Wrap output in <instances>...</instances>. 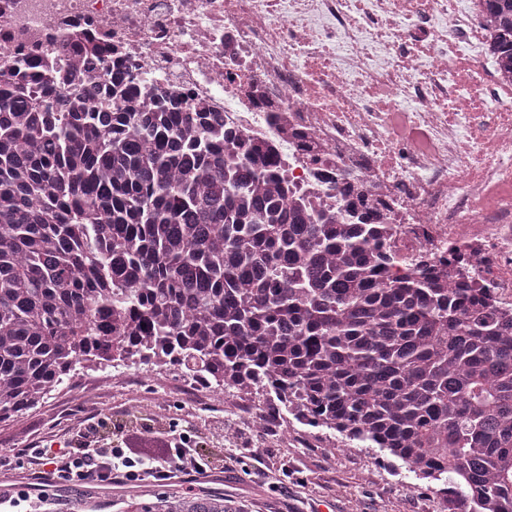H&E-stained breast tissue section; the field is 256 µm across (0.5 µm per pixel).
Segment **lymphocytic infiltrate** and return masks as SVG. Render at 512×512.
<instances>
[{
	"mask_svg": "<svg viewBox=\"0 0 512 512\" xmlns=\"http://www.w3.org/2000/svg\"><path fill=\"white\" fill-rule=\"evenodd\" d=\"M58 447L26 448L21 465L31 475L75 487L157 483L200 478L215 469L221 450L209 446L194 416L162 428L137 424L129 413L87 414L59 430Z\"/></svg>",
	"mask_w": 512,
	"mask_h": 512,
	"instance_id": "obj_1",
	"label": "lymphocytic infiltrate"
}]
</instances>
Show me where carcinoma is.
<instances>
[{"mask_svg":"<svg viewBox=\"0 0 512 512\" xmlns=\"http://www.w3.org/2000/svg\"><path fill=\"white\" fill-rule=\"evenodd\" d=\"M485 3L512 73V0ZM85 67L101 82L74 99L0 67V422L84 362L165 359L388 452L448 512H512V317L432 269L389 276L372 223L285 203L222 113L145 112L110 62ZM121 512L244 510L163 491Z\"/></svg>","mask_w":512,"mask_h":512,"instance_id":"carcinoma-1","label":"carcinoma"}]
</instances>
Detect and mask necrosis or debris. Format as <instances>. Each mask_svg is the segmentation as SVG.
<instances>
[{"mask_svg": "<svg viewBox=\"0 0 512 512\" xmlns=\"http://www.w3.org/2000/svg\"><path fill=\"white\" fill-rule=\"evenodd\" d=\"M461 0H0V52L98 50L145 107L220 112L288 189L373 213L396 273L467 277L512 316V88Z\"/></svg>", "mask_w": 512, "mask_h": 512, "instance_id": "1", "label": "necrosis or debris"}]
</instances>
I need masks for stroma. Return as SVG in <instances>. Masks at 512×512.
<instances>
[{
	"mask_svg": "<svg viewBox=\"0 0 512 512\" xmlns=\"http://www.w3.org/2000/svg\"><path fill=\"white\" fill-rule=\"evenodd\" d=\"M91 381V371L80 370L35 409L0 422L1 482L37 496L42 486L20 467L18 449L43 446L69 420L85 414L107 415L121 407L145 418L155 406L159 387L138 368L92 400L83 392ZM310 433L313 441L304 447L273 433L266 445L250 448L244 431H236L224 448L223 473L192 483L173 480L169 487L221 491L246 512H313L325 502L336 512H444L439 482L393 468L390 455L377 448L318 447L319 428Z\"/></svg>",
	"mask_w": 512,
	"mask_h": 512,
	"instance_id": "stroma-1",
	"label": "stroma"
}]
</instances>
